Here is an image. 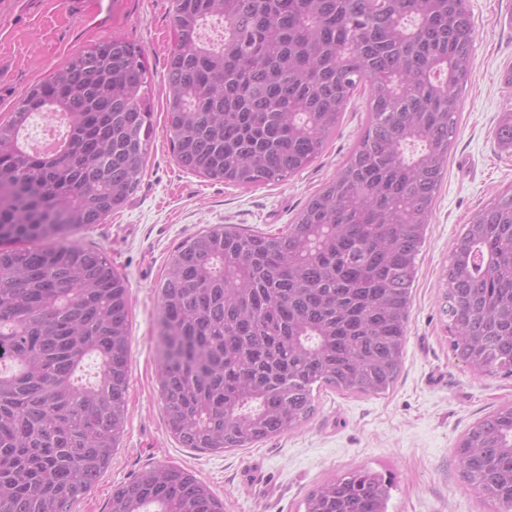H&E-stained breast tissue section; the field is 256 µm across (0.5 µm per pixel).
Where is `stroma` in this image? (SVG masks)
<instances>
[{
    "label": "stroma",
    "mask_w": 512,
    "mask_h": 512,
    "mask_svg": "<svg viewBox=\"0 0 512 512\" xmlns=\"http://www.w3.org/2000/svg\"><path fill=\"white\" fill-rule=\"evenodd\" d=\"M470 75L457 130L417 257L402 369L386 393L324 387L297 430L249 448L205 453L169 433L157 388V286L174 247L214 224L248 233L287 231L359 139L367 90H359L322 154L288 180L243 189L182 170L166 134L163 74L173 40L171 0H0V121L34 82L88 45L119 35L139 45L151 76L154 133L142 180L124 208L73 240L103 248L125 278L131 308L130 386L124 436L98 483L73 512H108L112 490L159 464L191 470L224 500V512H304L324 481L356 469L390 480L388 512H497L464 478L461 437L504 403L512 377L474 370L451 348L442 274L476 211L512 187V152L495 138L512 108V0H469Z\"/></svg>",
    "instance_id": "1"
}]
</instances>
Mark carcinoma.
<instances>
[{
	"mask_svg": "<svg viewBox=\"0 0 512 512\" xmlns=\"http://www.w3.org/2000/svg\"><path fill=\"white\" fill-rule=\"evenodd\" d=\"M212 18L217 46L200 41ZM165 127L185 171L242 187L309 166L354 92L368 119L288 232L216 224L181 241L159 284L158 389L184 448L224 452L299 428L322 387L388 391L402 367L416 258L455 136L474 23L468 0H174ZM148 63L112 36L30 86L0 122V512H72L126 426L130 306L102 248L62 240L135 192L153 135ZM33 114L65 116L49 153ZM495 138L512 149V109ZM451 348L512 376V190L478 211L444 275ZM465 479L512 512V403L461 439ZM358 469L305 512H387ZM109 512H224L175 465L112 489Z\"/></svg>",
	"mask_w": 512,
	"mask_h": 512,
	"instance_id": "cac0c4a2",
	"label": "carcinoma"
}]
</instances>
